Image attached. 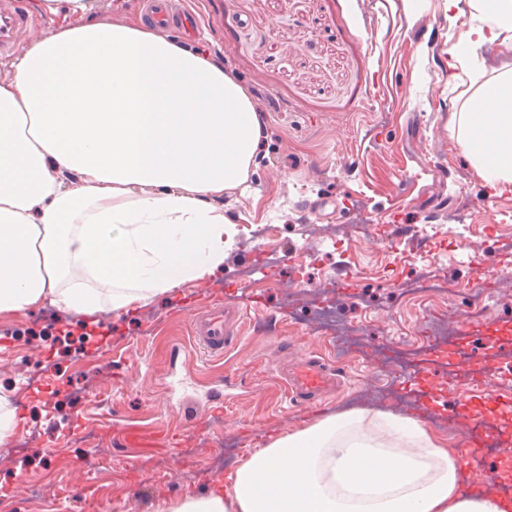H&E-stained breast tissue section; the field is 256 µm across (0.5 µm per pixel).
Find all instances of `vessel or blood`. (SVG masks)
I'll return each mask as SVG.
<instances>
[{
  "instance_id": "obj_1",
  "label": "vessel or blood",
  "mask_w": 512,
  "mask_h": 512,
  "mask_svg": "<svg viewBox=\"0 0 512 512\" xmlns=\"http://www.w3.org/2000/svg\"><path fill=\"white\" fill-rule=\"evenodd\" d=\"M145 13L148 20L164 27L184 28L185 25L199 27L200 20L190 9L188 0H146ZM28 27V17L24 12H16L0 24V54L12 51L23 38ZM248 309L243 305L225 303L219 300L189 315L190 332L196 346L207 352L220 355L239 339L240 323ZM275 371L283 383L291 400L315 403L322 396L338 393L343 384L340 375L325 358L311 355L304 359L276 364ZM470 395L458 406L456 414L469 421L473 414L474 403L499 414L512 409V400L499 397L488 386L480 383L469 384ZM498 443L495 461L503 480L512 479V442L500 439L497 431L488 428L486 423H479L476 433L467 440L468 457L481 456L487 440Z\"/></svg>"
}]
</instances>
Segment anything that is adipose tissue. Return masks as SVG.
I'll return each mask as SVG.
<instances>
[{
	"label": "adipose tissue",
	"instance_id": "1",
	"mask_svg": "<svg viewBox=\"0 0 512 512\" xmlns=\"http://www.w3.org/2000/svg\"><path fill=\"white\" fill-rule=\"evenodd\" d=\"M96 0H40L60 23L0 74V316L52 305L88 319L128 312L224 268L239 234L218 200L247 179L262 140L222 65L141 23L95 19ZM472 24L448 50L474 93L453 113L491 186L512 184V0H445ZM80 176L79 187L70 180ZM326 417L273 441L171 512H512L461 491L458 459L418 421Z\"/></svg>",
	"mask_w": 512,
	"mask_h": 512
}]
</instances>
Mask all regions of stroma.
Instances as JSON below:
<instances>
[{"instance_id":"1","label":"stroma","mask_w":512,"mask_h":512,"mask_svg":"<svg viewBox=\"0 0 512 512\" xmlns=\"http://www.w3.org/2000/svg\"><path fill=\"white\" fill-rule=\"evenodd\" d=\"M204 22L191 51L248 91L263 140L224 217L244 232L208 282L133 313L105 312L89 352L78 319L47 306L0 318V393L12 392L20 446L0 444V512H159L204 493L248 453L351 409L420 418L407 374L383 401L382 338L437 330L481 355L512 331V186L490 187L449 123L468 95L448 49L469 27L444 0H192ZM267 224L275 236L252 239ZM279 264L265 261L266 253ZM435 264L458 291L406 295ZM260 296L238 349L194 353L187 308ZM486 298L469 321L470 294ZM334 331L314 335L318 303ZM366 325L359 355L349 325ZM314 352L342 360L347 387L310 408L285 398L273 366ZM156 437L137 452L122 432Z\"/></svg>"}]
</instances>
